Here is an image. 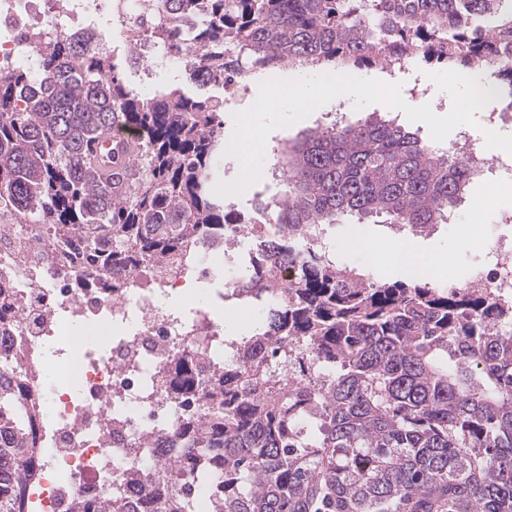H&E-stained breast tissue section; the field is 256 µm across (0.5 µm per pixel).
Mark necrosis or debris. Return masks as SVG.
<instances>
[{"label":"necrosis or debris","mask_w":512,"mask_h":512,"mask_svg":"<svg viewBox=\"0 0 512 512\" xmlns=\"http://www.w3.org/2000/svg\"><path fill=\"white\" fill-rule=\"evenodd\" d=\"M142 0H0V72L17 69L30 53L25 33L38 23L45 35L63 29L94 30L95 47L109 49L106 30L129 29ZM0 368L24 354L28 370L15 374L19 400L38 410L33 434L37 512H76L80 498L96 501L138 490L126 481L131 464L160 476L176 451L163 447L184 416L193 414L192 391L169 383L184 360L224 365V329L208 310L187 306L169 312L165 299L186 283L210 279L209 298L224 300L215 274L214 248L188 245L159 286L146 287L143 273L123 277L88 269L61 256L53 242L37 239L33 224L11 223L0 204ZM483 257L469 282L512 307V235L479 240Z\"/></svg>","instance_id":"1"}]
</instances>
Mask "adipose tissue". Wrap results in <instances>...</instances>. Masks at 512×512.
<instances>
[{"label":"adipose tissue","instance_id":"1","mask_svg":"<svg viewBox=\"0 0 512 512\" xmlns=\"http://www.w3.org/2000/svg\"><path fill=\"white\" fill-rule=\"evenodd\" d=\"M349 245L361 253L366 267H375L384 260L401 270L408 279L414 282H425L451 270L448 263V248L444 245L440 246L430 257L418 253L412 246L404 242L390 243L386 251L382 253L373 249L368 239L362 236L352 238Z\"/></svg>","mask_w":512,"mask_h":512}]
</instances>
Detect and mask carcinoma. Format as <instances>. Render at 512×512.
I'll return each instance as SVG.
<instances>
[{"label": "carcinoma", "mask_w": 512, "mask_h": 512, "mask_svg": "<svg viewBox=\"0 0 512 512\" xmlns=\"http://www.w3.org/2000/svg\"><path fill=\"white\" fill-rule=\"evenodd\" d=\"M505 0H147L142 28L201 84L247 66L407 58L490 67L512 37ZM472 16L489 27H470ZM39 68L0 74V199L114 273L151 275L187 245L261 238L231 295L256 309L237 359L184 417L174 478L133 465L135 502L79 512H512V311L490 293L380 283L330 266L321 226L355 214L429 234L474 179L470 160L370 115L283 141L288 191L263 228L212 194L224 104L147 98L94 35H31ZM112 131V154L89 149ZM112 167V181L103 180ZM330 368L309 379L313 365ZM30 424L0 374V512H35ZM214 492L193 496L195 477Z\"/></svg>", "instance_id": "cac0c4a2"}]
</instances>
